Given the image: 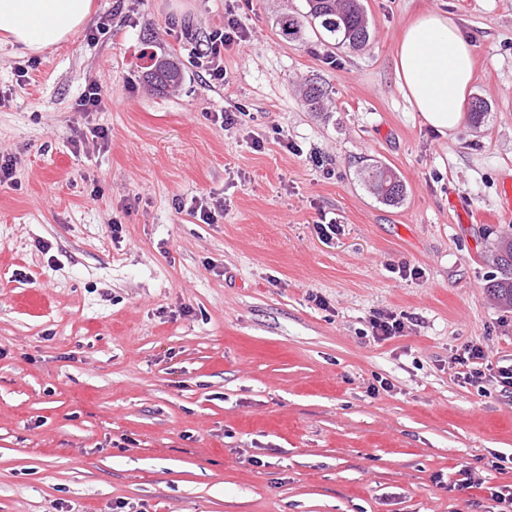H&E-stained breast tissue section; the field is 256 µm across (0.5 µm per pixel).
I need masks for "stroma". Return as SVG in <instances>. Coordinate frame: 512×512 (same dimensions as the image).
Segmentation results:
<instances>
[{"label":"stroma","mask_w":512,"mask_h":512,"mask_svg":"<svg viewBox=\"0 0 512 512\" xmlns=\"http://www.w3.org/2000/svg\"><path fill=\"white\" fill-rule=\"evenodd\" d=\"M362 3L361 51L312 26L284 40L305 0H93L60 45L0 41L17 162L0 184V512H500L512 392L454 359L474 342L512 364V308L487 290L512 238V0ZM423 11L457 18L488 104L451 138L395 76ZM230 15L247 38L218 83L197 55ZM160 57L183 72L163 91L144 79ZM94 81L101 109L77 111ZM371 163L401 203L370 193ZM196 196L223 202L213 223L187 212ZM378 311L410 329L375 340ZM462 469L485 488L451 489ZM384 170L388 179L383 180ZM364 180L380 199L387 203H398L405 193V187L392 169L383 165H368L364 170Z\"/></svg>","instance_id":"obj_1"}]
</instances>
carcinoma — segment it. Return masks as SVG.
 Instances as JSON below:
<instances>
[{
  "instance_id": "obj_1",
  "label": "carcinoma",
  "mask_w": 512,
  "mask_h": 512,
  "mask_svg": "<svg viewBox=\"0 0 512 512\" xmlns=\"http://www.w3.org/2000/svg\"><path fill=\"white\" fill-rule=\"evenodd\" d=\"M306 5L308 11L302 17L283 18L281 31L284 37L300 40L305 22L311 21L331 41L359 50L368 45L371 32L361 0H306ZM146 78L156 88L164 89L179 83L181 70L176 62L160 59L151 65ZM364 180L374 194L387 203L395 204L404 196L405 187L401 180L392 169L383 165L365 167ZM496 266L499 276L488 286V291L500 304L512 308V239L499 245Z\"/></svg>"
}]
</instances>
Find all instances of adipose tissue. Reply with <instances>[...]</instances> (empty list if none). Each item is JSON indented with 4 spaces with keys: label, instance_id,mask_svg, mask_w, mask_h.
<instances>
[{
    "label": "adipose tissue",
    "instance_id": "obj_1",
    "mask_svg": "<svg viewBox=\"0 0 512 512\" xmlns=\"http://www.w3.org/2000/svg\"><path fill=\"white\" fill-rule=\"evenodd\" d=\"M93 16V0H0V36L38 53L66 41ZM475 48L452 15L424 13L405 28L395 72L423 124L454 136L466 120L475 79Z\"/></svg>",
    "mask_w": 512,
    "mask_h": 512
}]
</instances>
